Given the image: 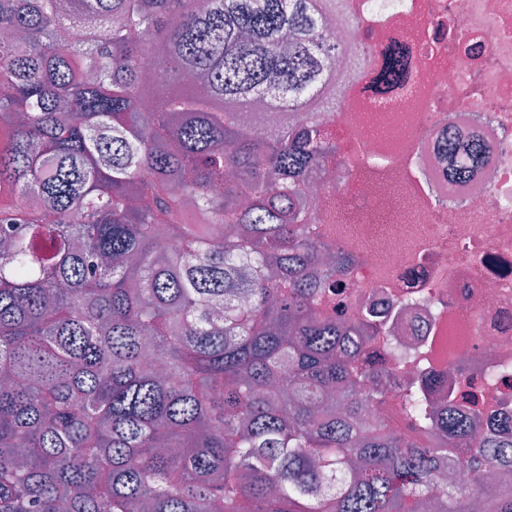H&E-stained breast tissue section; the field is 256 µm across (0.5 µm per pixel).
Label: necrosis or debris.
<instances>
[{
	"mask_svg": "<svg viewBox=\"0 0 512 512\" xmlns=\"http://www.w3.org/2000/svg\"><path fill=\"white\" fill-rule=\"evenodd\" d=\"M367 20L360 43H402L412 90L393 111L372 109L376 63L343 90L336 129L351 147L341 199L355 224H325L337 245L361 254L332 303L358 319L374 308L386 323L365 363L398 379L377 414L407 430L405 381L436 372L475 402L488 427L512 411V0H350ZM490 147L487 170L449 182L438 143L449 127ZM449 205L434 208L404 167L408 154ZM390 157L387 168L363 155ZM503 376L488 380L489 365Z\"/></svg>",
	"mask_w": 512,
	"mask_h": 512,
	"instance_id": "1",
	"label": "necrosis or debris"
}]
</instances>
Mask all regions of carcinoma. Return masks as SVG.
<instances>
[{"mask_svg":"<svg viewBox=\"0 0 512 512\" xmlns=\"http://www.w3.org/2000/svg\"><path fill=\"white\" fill-rule=\"evenodd\" d=\"M342 10L0 0V512H512V429L430 373L389 429L368 411L392 374L361 362L375 311L319 313L360 258L311 198L348 169L350 75L320 43ZM344 25L352 71L366 21ZM378 55L409 89L401 49ZM487 153L453 134L448 180ZM446 466L472 486L437 497Z\"/></svg>","mask_w":512,"mask_h":512,"instance_id":"obj_1","label":"carcinoma"}]
</instances>
